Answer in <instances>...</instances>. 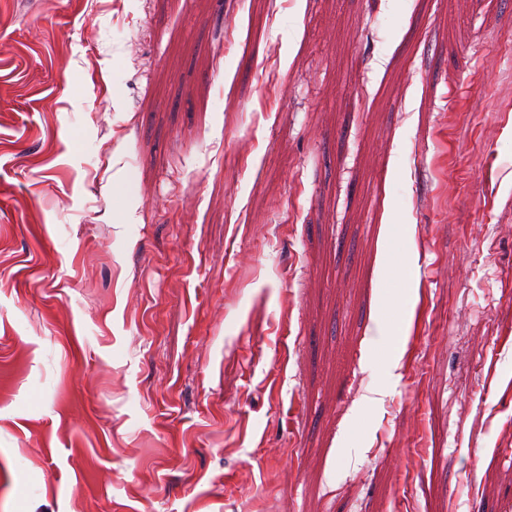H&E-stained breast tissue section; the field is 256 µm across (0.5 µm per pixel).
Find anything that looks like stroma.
<instances>
[{"instance_id": "35a3bbf8", "label": "stroma", "mask_w": 512, "mask_h": 512, "mask_svg": "<svg viewBox=\"0 0 512 512\" xmlns=\"http://www.w3.org/2000/svg\"><path fill=\"white\" fill-rule=\"evenodd\" d=\"M511 492L512 0H0V512Z\"/></svg>"}]
</instances>
